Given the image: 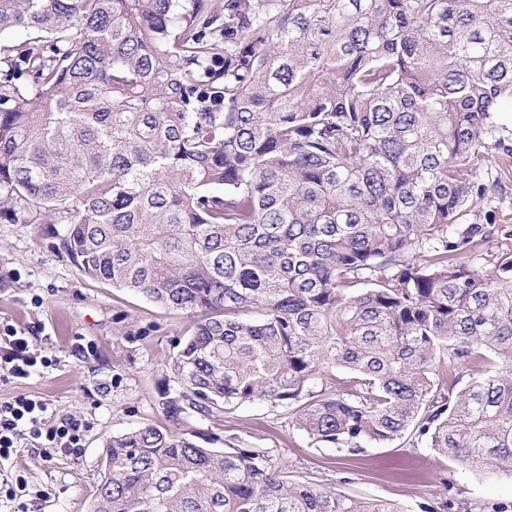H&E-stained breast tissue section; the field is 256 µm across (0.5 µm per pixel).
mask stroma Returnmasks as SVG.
Instances as JSON below:
<instances>
[{"instance_id": "35a3bbf8", "label": "stroma", "mask_w": 512, "mask_h": 512, "mask_svg": "<svg viewBox=\"0 0 512 512\" xmlns=\"http://www.w3.org/2000/svg\"><path fill=\"white\" fill-rule=\"evenodd\" d=\"M486 194L466 223L512 228V155L479 165ZM67 227L32 220L23 210L0 211V331H27L34 350L49 364L26 379L0 381V402L24 394L44 400L53 419L90 422L79 455L44 456L22 439L6 470L25 476L30 492L44 491L34 512H88L100 478L105 444L127 430L168 426L163 401L177 389L170 368L189 315L87 278L62 247ZM184 428L207 448L240 438L272 451L273 470L308 480L340 495L375 497L422 512L461 501L511 503L512 473L476 476L437 454L425 437L406 432L355 454L318 446L292 421V412L256 400L203 416L188 412Z\"/></svg>"}]
</instances>
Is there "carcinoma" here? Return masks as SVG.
Masks as SVG:
<instances>
[{
    "mask_svg": "<svg viewBox=\"0 0 512 512\" xmlns=\"http://www.w3.org/2000/svg\"><path fill=\"white\" fill-rule=\"evenodd\" d=\"M12 29L0 203L195 318L169 417L261 399L318 445L412 429L512 471V246L476 253L512 231L458 229L505 142L512 0H0ZM194 436H112L90 512H403Z\"/></svg>",
    "mask_w": 512,
    "mask_h": 512,
    "instance_id": "obj_1",
    "label": "carcinoma"
}]
</instances>
